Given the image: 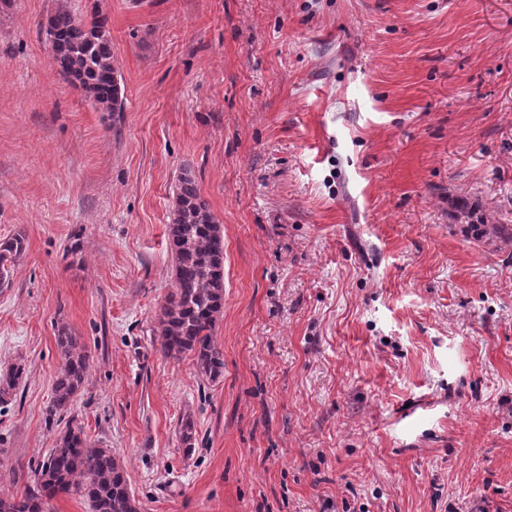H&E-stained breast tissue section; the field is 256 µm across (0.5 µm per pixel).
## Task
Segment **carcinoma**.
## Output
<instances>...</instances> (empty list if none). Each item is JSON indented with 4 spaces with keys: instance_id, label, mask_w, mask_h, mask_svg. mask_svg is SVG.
I'll return each instance as SVG.
<instances>
[{
    "instance_id": "cac0c4a2",
    "label": "carcinoma",
    "mask_w": 512,
    "mask_h": 512,
    "mask_svg": "<svg viewBox=\"0 0 512 512\" xmlns=\"http://www.w3.org/2000/svg\"><path fill=\"white\" fill-rule=\"evenodd\" d=\"M59 73L100 112L124 111L121 84L112 62L108 19L91 10L80 17L58 7L45 24ZM169 240L175 253L173 288L159 307L157 335L164 356L192 355L199 372L211 380L224 370V353L213 338L224 310V237L191 171L173 189ZM26 250L18 235L0 242V288L10 284L17 260ZM62 365L53 385V408L66 411L85 383L89 355L66 330L57 336ZM179 440L189 452L195 441L192 420L180 424ZM35 488L0 497V512H44L46 500L75 492L89 512H138L125 465L112 450L89 441L78 425L68 424L54 448L35 470Z\"/></svg>"
}]
</instances>
